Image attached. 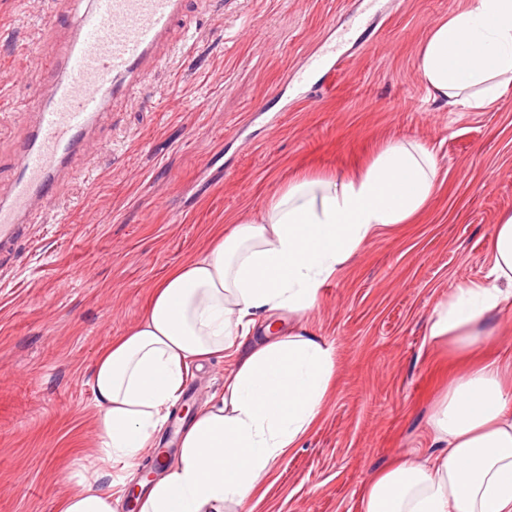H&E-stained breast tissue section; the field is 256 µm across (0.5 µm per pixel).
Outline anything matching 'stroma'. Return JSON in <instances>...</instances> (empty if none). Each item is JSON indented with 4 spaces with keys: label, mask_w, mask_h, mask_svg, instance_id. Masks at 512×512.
<instances>
[{
    "label": "stroma",
    "mask_w": 512,
    "mask_h": 512,
    "mask_svg": "<svg viewBox=\"0 0 512 512\" xmlns=\"http://www.w3.org/2000/svg\"><path fill=\"white\" fill-rule=\"evenodd\" d=\"M468 0H186L176 32L198 40L150 68L107 112L104 150L76 156L50 209L0 253V512H57L97 457L91 370L144 315L151 287L199 255L213 227L257 214L299 172L343 173L387 141L435 151L439 188L411 223L382 231L320 290L304 322L333 344L337 374L316 426L244 512H359L364 485L399 455L435 452L430 419L448 386V344L429 319L485 280L488 245L512 213V83L484 109L431 101L415 66L430 27ZM64 0H0V198L13 146ZM336 51L331 80L296 72ZM233 357L191 367L159 432L174 453L188 411L224 390ZM149 453L101 481L119 512L158 471Z\"/></svg>",
    "instance_id": "stroma-1"
}]
</instances>
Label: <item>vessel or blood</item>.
<instances>
[{"instance_id":"obj_1","label":"vessel or blood","mask_w":512,"mask_h":512,"mask_svg":"<svg viewBox=\"0 0 512 512\" xmlns=\"http://www.w3.org/2000/svg\"><path fill=\"white\" fill-rule=\"evenodd\" d=\"M184 0H89L20 102L26 136L15 146V178L0 200V249L19 237L33 211L62 192L69 163L111 104L130 101L146 70L169 60Z\"/></svg>"}]
</instances>
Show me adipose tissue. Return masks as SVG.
<instances>
[{
    "mask_svg": "<svg viewBox=\"0 0 512 512\" xmlns=\"http://www.w3.org/2000/svg\"><path fill=\"white\" fill-rule=\"evenodd\" d=\"M416 65L435 103L477 111L497 99L512 82V0H469L429 31ZM438 184L431 148L388 142L359 172L293 178L258 218L216 234L155 283L143 319L92 366L104 463H133L153 447L191 363L237 358L223 393L183 431L175 462L138 495L139 512H224L255 497L316 425L335 379L334 349L303 315L382 230L425 210ZM489 252L490 282L459 285L428 326L451 363L431 418L439 450L379 470L361 512H512V363L491 353L494 326L512 310V215ZM286 316L288 329L273 331ZM58 512H116L112 488L79 481Z\"/></svg>",
    "mask_w": 512,
    "mask_h": 512,
    "instance_id": "obj_1",
    "label": "adipose tissue"
}]
</instances>
